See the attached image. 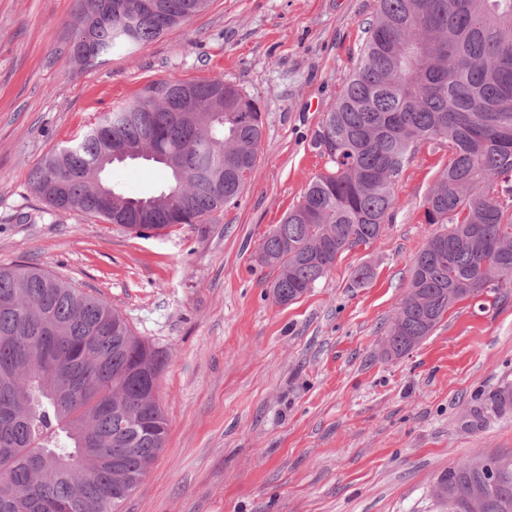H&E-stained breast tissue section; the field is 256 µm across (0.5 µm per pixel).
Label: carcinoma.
Wrapping results in <instances>:
<instances>
[{
    "mask_svg": "<svg viewBox=\"0 0 512 512\" xmlns=\"http://www.w3.org/2000/svg\"><path fill=\"white\" fill-rule=\"evenodd\" d=\"M208 0H82L71 56L94 66L132 53L200 13ZM194 91L204 120L184 126L161 91ZM258 104L222 77L157 81L104 113L79 140L32 169L33 190L54 210H80L129 233L206 224L235 206L256 167ZM444 140L448 162L423 207L437 225L412 263L408 289L383 340L401 358L456 303L512 288V0H378L360 59L326 113L314 146L331 167L262 242L267 288L299 300L346 252L366 247L397 207L394 185L418 145ZM123 142L177 152L186 181L135 198L99 158ZM224 166V188L211 176ZM163 354L103 297L38 267L0 266V512H117L168 436L158 399ZM103 451L81 467V436ZM497 486L478 512H512V454L491 455ZM483 469L475 460L438 475L448 512H468Z\"/></svg>",
    "mask_w": 512,
    "mask_h": 512,
    "instance_id": "obj_1",
    "label": "carcinoma"
}]
</instances>
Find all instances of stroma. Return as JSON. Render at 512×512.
Instances as JSON below:
<instances>
[{"mask_svg": "<svg viewBox=\"0 0 512 512\" xmlns=\"http://www.w3.org/2000/svg\"><path fill=\"white\" fill-rule=\"evenodd\" d=\"M377 0H210L135 53L70 59L76 0H0V265L41 267L105 298L166 355L169 432L122 512H445L437 476L512 453V288L452 306L408 354L382 340L435 225L423 200L448 160L420 146L373 244L282 306L257 263L265 235L329 167L313 146L352 73ZM215 76L255 99L264 128L238 205L138 236L53 211L29 184L49 152L160 80ZM167 170H112L136 198ZM372 278L353 287L354 270Z\"/></svg>", "mask_w": 512, "mask_h": 512, "instance_id": "35a3bbf8", "label": "stroma"}]
</instances>
